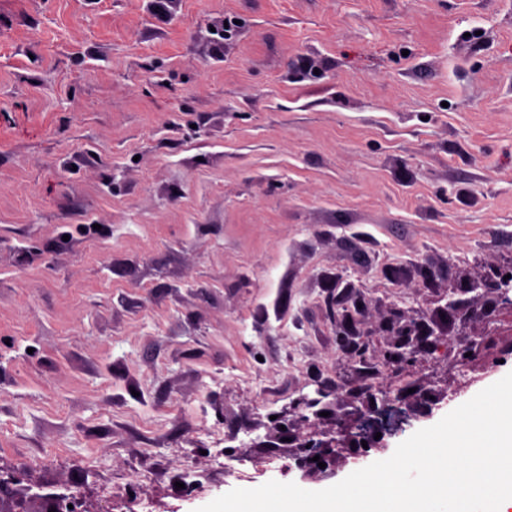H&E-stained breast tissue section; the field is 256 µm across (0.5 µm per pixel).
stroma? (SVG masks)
<instances>
[{
    "mask_svg": "<svg viewBox=\"0 0 512 512\" xmlns=\"http://www.w3.org/2000/svg\"><path fill=\"white\" fill-rule=\"evenodd\" d=\"M510 273L512 0H0V474L81 512L334 485L512 372V308L444 298ZM384 391L402 433L298 467ZM379 330L394 336L390 348L385 350L386 360L405 362L412 358L413 351L416 352L413 346L415 339L413 340V336L410 335L421 336L423 325L417 319L407 318L403 312L396 309L384 319ZM355 320L354 314L346 311L342 320L337 321L336 319V327L339 329V335L347 346L345 349L360 361H364L369 350V344L356 340L357 336L361 335L357 331ZM327 445V443L321 440H316L314 438L305 439L302 443V448L305 451V456L300 465L302 466V463H304L305 465L312 466L315 472L323 474L325 477H327V464L325 469H321L318 466L319 462L327 463V460L325 459V453L323 450V448H328ZM316 455H319V461H312V458L315 457Z\"/></svg>",
    "mask_w": 512,
    "mask_h": 512,
    "instance_id": "obj_1",
    "label": "stroma"
}]
</instances>
